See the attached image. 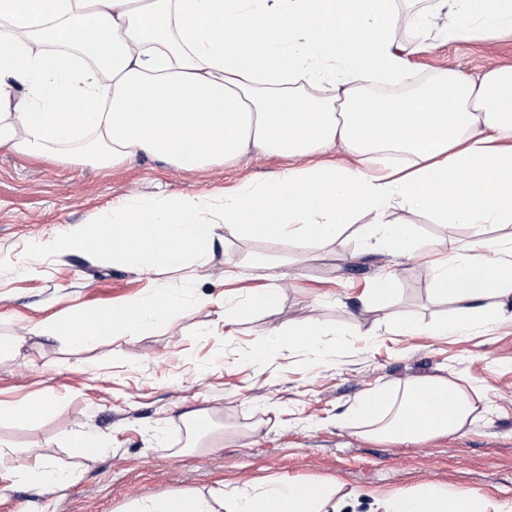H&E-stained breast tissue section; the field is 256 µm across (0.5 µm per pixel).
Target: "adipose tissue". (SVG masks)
Returning <instances> with one entry per match:
<instances>
[{"mask_svg":"<svg viewBox=\"0 0 512 512\" xmlns=\"http://www.w3.org/2000/svg\"><path fill=\"white\" fill-rule=\"evenodd\" d=\"M0 0V149L30 157L81 151L103 163L141 155L192 170L256 152L305 159L276 179L220 196L183 194L165 202L124 201L106 224H74L52 243L62 253L109 256L142 274L206 264L220 225L256 239L334 241L357 211L372 214L362 236L372 248L412 257L423 249L400 207L440 224H466L463 254L431 266L435 292L455 306L436 334H464L505 317L512 260L487 227L512 224V67L470 78L442 70L414 75L395 31L406 24L414 49L431 35L428 17L454 19L443 39L487 31L512 34V0ZM401 81L409 91L366 111L363 83ZM343 145L351 166L320 161ZM280 288L224 299L232 325L274 309ZM178 292L147 289L132 303L40 322L31 336H66L86 347L132 336L176 317ZM312 320L271 330L267 349L300 346L326 358ZM473 411L445 378L377 389L350 412L371 436L416 441L458 432ZM36 465H28V458ZM14 479L54 493L73 472L36 447L0 448ZM332 481L272 480L245 493L162 494L130 512H342ZM376 512H506L487 497L422 485L376 500Z\"/></svg>","mask_w":512,"mask_h":512,"instance_id":"ef3b65f1","label":"adipose tissue"}]
</instances>
